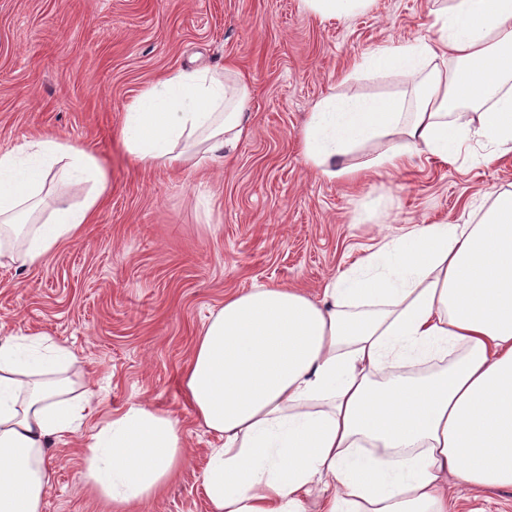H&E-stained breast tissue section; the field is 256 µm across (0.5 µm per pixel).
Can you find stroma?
I'll return each instance as SVG.
<instances>
[{
  "label": "stroma",
  "instance_id": "1",
  "mask_svg": "<svg viewBox=\"0 0 512 512\" xmlns=\"http://www.w3.org/2000/svg\"><path fill=\"white\" fill-rule=\"evenodd\" d=\"M434 0H376L320 20L301 0H0V151L52 134L91 153L109 188L80 239L40 262L0 266V334H45L76 354L103 410L146 401L180 422L187 460L132 512H209L202 485L219 440L179 377L226 296L285 284L311 298L370 245L415 224H456L512 190V153L444 165L423 158L349 185L308 163L302 131L362 54L433 35ZM224 66L249 90L247 129L204 169L149 170L120 140L126 106L159 76ZM86 433L48 450L43 512H113L85 484ZM454 512H512V488L454 486Z\"/></svg>",
  "mask_w": 512,
  "mask_h": 512
}]
</instances>
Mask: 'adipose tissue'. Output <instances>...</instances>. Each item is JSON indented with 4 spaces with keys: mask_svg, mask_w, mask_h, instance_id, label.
Returning <instances> with one entry per match:
<instances>
[{
    "mask_svg": "<svg viewBox=\"0 0 512 512\" xmlns=\"http://www.w3.org/2000/svg\"><path fill=\"white\" fill-rule=\"evenodd\" d=\"M435 34L362 55L353 74L404 83L383 99L328 94L302 132L322 177L448 162L488 141L512 153V0H448ZM249 91L227 69L147 85L122 143L144 167H198L235 146ZM380 145L363 162L353 157ZM89 183L82 201L53 183ZM85 149L42 136L0 152V265H32L78 239L105 194ZM480 216L416 224L332 278L320 300L260 285L202 326L181 389L220 441L203 486L211 512H448L453 485L512 487V191ZM76 354L50 337H0V512H42L47 450L83 424L87 485L124 508L186 461L178 420L144 401L95 418Z\"/></svg>",
    "mask_w": 512,
    "mask_h": 512,
    "instance_id": "obj_1",
    "label": "adipose tissue"
}]
</instances>
